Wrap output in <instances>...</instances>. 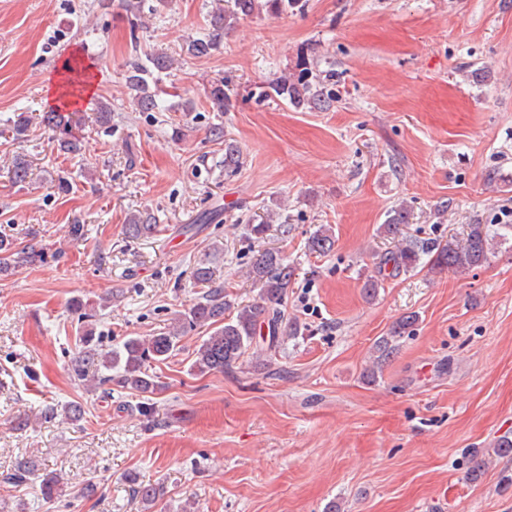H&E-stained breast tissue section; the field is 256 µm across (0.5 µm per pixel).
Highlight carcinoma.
I'll list each match as a JSON object with an SVG mask.
<instances>
[{"instance_id": "obj_1", "label": "carcinoma", "mask_w": 512, "mask_h": 512, "mask_svg": "<svg viewBox=\"0 0 512 512\" xmlns=\"http://www.w3.org/2000/svg\"><path fill=\"white\" fill-rule=\"evenodd\" d=\"M227 8L209 15L208 32L188 41L183 46L186 55L202 58L211 55L220 48L224 32L231 29L238 20L251 17L262 12L270 17H278L288 11L301 12L306 0H226ZM172 68V60L165 52H155L146 58L135 56L129 61L124 73L125 85L133 92L136 109L139 112H160L161 90L157 74ZM292 77L270 83L267 96H274L296 109H316L327 111L336 102V96L329 88L334 74L324 73L317 69V63L309 55L302 54L297 58ZM210 110L223 112L231 105L228 86L220 80L211 85L207 93ZM42 123L53 132V138L61 151L79 155L87 147V141L79 133V125L73 121L64 109L57 108L44 113ZM211 134L216 140H224V165L237 166L240 163L238 146L231 140L224 139V128L220 125L212 127ZM10 181L22 184L29 177L27 160L18 156L8 170ZM410 213L400 205L387 215L380 232L384 236L398 241L395 251L386 254L379 261L385 268L393 264L396 271L408 272L415 269L422 256L434 253V265L455 272L479 267L490 260L492 247L489 233L481 225L476 224L461 241L438 247L436 249L420 240L406 236L402 226L409 223ZM128 229L135 238L148 237L157 231L156 218L148 212L139 211L128 217ZM335 236L332 227H324L314 234L308 242L311 252L324 254L333 249ZM35 256V251L28 247L17 248L12 239L0 236V274L13 271L28 263ZM293 276V269L285 263L282 255L273 249L255 251L250 266V277L261 285L259 301L243 306L236 314L227 318L226 310L231 304L224 296V286L215 284L209 268L199 266L195 270L196 280L206 285L201 297L187 310L179 314L178 320L168 332L143 337L126 339L122 346L110 352L99 348L93 329L90 328L96 314L87 310L79 300L71 303L72 310L78 314L79 336L76 337L79 347V360L74 371L79 379L89 376L97 378V385L106 387V393L112 394L116 386L132 394L144 397L155 395L163 389L157 377L150 374L147 365L150 362L167 360L179 348L185 333L196 327L208 326L212 333L202 341L195 352L192 364L194 371L205 374L211 371L222 372L239 361L246 353H259L263 345L272 348L277 346L280 337L288 335V325L283 323L280 303L288 283ZM415 321L409 315L396 323L390 335L383 337L375 347L378 360H384L393 352V341L402 336ZM267 326V334H261L262 326ZM114 370L115 375H104L101 370ZM84 407L79 402H71L62 407L49 405L40 413V419L53 420L63 416L70 420L83 418ZM40 479L39 495L42 501L51 503L62 493V482L59 474L43 470L38 472L37 461L21 458L16 461L13 472L6 480L14 487L27 485L33 478ZM133 493L145 506L153 505L160 496V487L144 483L136 477L130 478Z\"/></svg>"}]
</instances>
